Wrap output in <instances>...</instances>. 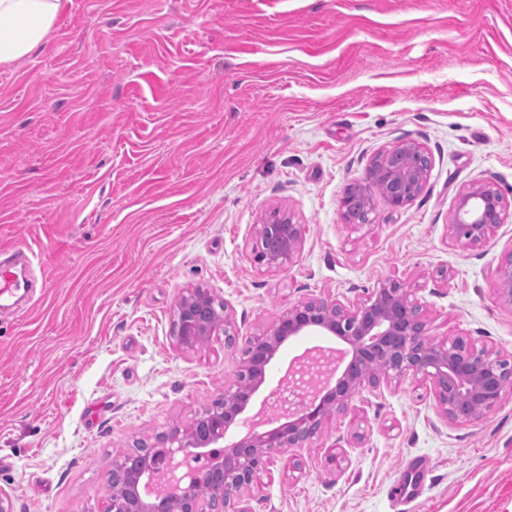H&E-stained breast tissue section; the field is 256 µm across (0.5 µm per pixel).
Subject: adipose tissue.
<instances>
[{
  "mask_svg": "<svg viewBox=\"0 0 512 512\" xmlns=\"http://www.w3.org/2000/svg\"><path fill=\"white\" fill-rule=\"evenodd\" d=\"M62 8L63 0H0V65L38 49Z\"/></svg>",
  "mask_w": 512,
  "mask_h": 512,
  "instance_id": "1",
  "label": "adipose tissue"
}]
</instances>
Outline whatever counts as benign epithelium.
<instances>
[{
	"instance_id": "obj_1",
	"label": "benign epithelium",
	"mask_w": 512,
	"mask_h": 512,
	"mask_svg": "<svg viewBox=\"0 0 512 512\" xmlns=\"http://www.w3.org/2000/svg\"><path fill=\"white\" fill-rule=\"evenodd\" d=\"M418 159L428 162L430 156L416 142L378 151L363 180L345 189L340 199L343 218L350 219L356 202L372 211L377 182L391 184L392 190L382 194L391 208L410 204L423 191L429 172V168L417 166ZM507 215L508 205L492 184L471 187L456 200L453 236L461 245L484 247ZM302 242L303 225L276 210L259 225L251 253L257 263L281 271L295 263ZM496 279L499 300L512 307V253L498 265ZM233 323L228 305L217 307L209 290L191 288L175 307V346L193 351L216 336L230 335ZM307 332L335 336L349 347L351 360L335 387L321 397V382H316L308 399L288 414L272 410L269 400H264L262 420L217 453L215 447L224 442L227 430L263 384L265 366L288 338ZM409 378L430 381L448 420H469L473 403H481L484 414L501 402L506 388L512 385V354L486 346L477 348L461 339L450 345L431 340L419 306L410 300L409 288L396 280L382 281L362 300L326 296L299 301L252 339L236 380L224 387V398L198 413L187 427L175 428V436L153 449L158 467L187 457L206 460L199 481L207 483L208 493L199 496L197 487H181L167 510L155 509L134 489L135 475L120 456L113 460L107 478L112 489L105 512H250L241 490L260 488L263 477L273 476L282 453L305 447L330 416L351 407L365 387Z\"/></svg>"
}]
</instances>
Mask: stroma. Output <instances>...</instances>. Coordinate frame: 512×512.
<instances>
[{
	"mask_svg": "<svg viewBox=\"0 0 512 512\" xmlns=\"http://www.w3.org/2000/svg\"><path fill=\"white\" fill-rule=\"evenodd\" d=\"M408 141L432 160L423 192L347 222V185ZM481 182L512 205V0H66L45 43L0 67V248L37 283L0 311L15 512H104L115 457L218 401L251 338L301 300L396 279L432 338L512 353L495 275L512 219L483 248L450 232ZM277 207L305 235L269 271L250 243ZM196 286L233 309L234 346L175 347ZM336 343H284L246 416L295 355ZM415 459L408 503L394 485ZM243 496L251 512H512V394L452 422L424 380L365 388Z\"/></svg>",
	"mask_w": 512,
	"mask_h": 512,
	"instance_id": "1",
	"label": "stroma"
}]
</instances>
